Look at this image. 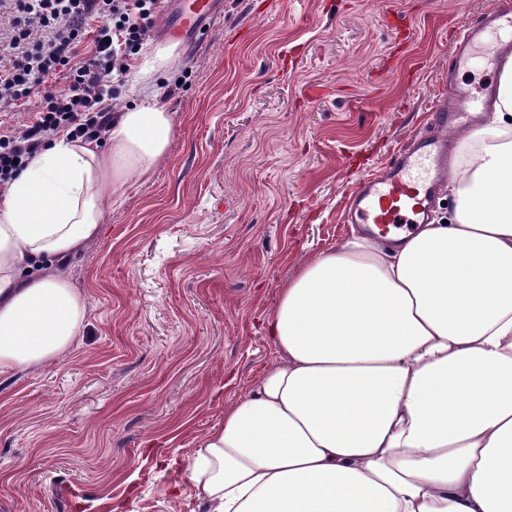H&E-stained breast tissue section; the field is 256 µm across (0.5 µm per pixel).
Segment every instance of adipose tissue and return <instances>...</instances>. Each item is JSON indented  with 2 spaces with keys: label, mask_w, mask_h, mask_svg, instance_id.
I'll return each mask as SVG.
<instances>
[{
  "label": "adipose tissue",
  "mask_w": 512,
  "mask_h": 512,
  "mask_svg": "<svg viewBox=\"0 0 512 512\" xmlns=\"http://www.w3.org/2000/svg\"><path fill=\"white\" fill-rule=\"evenodd\" d=\"M169 112L55 135L0 198V376L62 360L84 297L47 266L169 148ZM452 207L384 243L317 252L267 322L274 359L190 477L205 512H512V59L450 157Z\"/></svg>",
  "instance_id": "ef3b65f1"
}]
</instances>
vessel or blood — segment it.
<instances>
[{
  "instance_id": "b4317fda",
  "label": "vessel or blood",
  "mask_w": 512,
  "mask_h": 512,
  "mask_svg": "<svg viewBox=\"0 0 512 512\" xmlns=\"http://www.w3.org/2000/svg\"><path fill=\"white\" fill-rule=\"evenodd\" d=\"M220 5L221 0H172L165 28L194 32ZM460 39L459 50L448 60L452 74L465 69L474 53L486 54L493 62L512 53V0H497L495 10L480 23H462ZM495 90L491 82L478 94L464 84H449L434 106L437 132L422 135L412 148L401 150L389 169L361 183L354 198L355 221L371 225L380 237L405 224L425 223L438 183L448 176L449 134L469 127Z\"/></svg>"
}]
</instances>
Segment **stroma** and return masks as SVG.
<instances>
[{"label": "stroma", "mask_w": 512, "mask_h": 512, "mask_svg": "<svg viewBox=\"0 0 512 512\" xmlns=\"http://www.w3.org/2000/svg\"><path fill=\"white\" fill-rule=\"evenodd\" d=\"M155 102L167 153L55 272L58 364L0 377V512H197L189 465L271 360L265 322L431 121L456 27L495 0H223Z\"/></svg>", "instance_id": "obj_1"}]
</instances>
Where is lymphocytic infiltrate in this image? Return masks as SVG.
<instances>
[{"instance_id":"obj_1","label":"lymphocytic infiltrate","mask_w":512,"mask_h":512,"mask_svg":"<svg viewBox=\"0 0 512 512\" xmlns=\"http://www.w3.org/2000/svg\"><path fill=\"white\" fill-rule=\"evenodd\" d=\"M164 6L165 0H0L7 22L0 29V112L43 89L22 124L0 125V195L51 135L105 137L114 85Z\"/></svg>"}]
</instances>
